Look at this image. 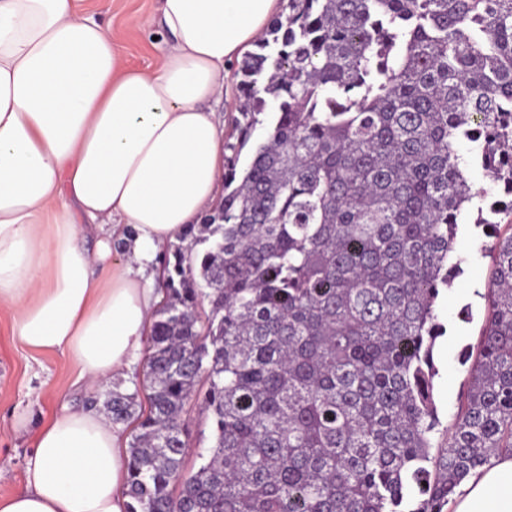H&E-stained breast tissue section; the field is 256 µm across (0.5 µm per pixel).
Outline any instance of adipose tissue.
Listing matches in <instances>:
<instances>
[{
	"label": "adipose tissue",
	"instance_id": "1",
	"mask_svg": "<svg viewBox=\"0 0 512 512\" xmlns=\"http://www.w3.org/2000/svg\"><path fill=\"white\" fill-rule=\"evenodd\" d=\"M283 7L160 0L166 48L143 71L76 0H0V309L27 348L92 383L125 376L157 301L146 271L224 194V67ZM114 239L126 261L97 277ZM127 459L105 414L64 412L0 512H125ZM454 512H512V457L466 480Z\"/></svg>",
	"mask_w": 512,
	"mask_h": 512
}]
</instances>
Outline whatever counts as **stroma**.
<instances>
[{
  "instance_id": "1",
  "label": "stroma",
  "mask_w": 512,
  "mask_h": 512,
  "mask_svg": "<svg viewBox=\"0 0 512 512\" xmlns=\"http://www.w3.org/2000/svg\"><path fill=\"white\" fill-rule=\"evenodd\" d=\"M158 0H80L83 14L95 18L112 36L124 61L140 70L153 69L164 43L160 27L138 26V18L156 14ZM476 205H468L462 215L454 256L460 259L462 274L439 300L438 318L447 329L434 348L438 374L434 379V400L440 431L434 440L446 439L445 430L455 421L458 404L466 390L468 373L461 363L466 346L476 345L485 320L484 291L492 259L484 250L488 239L475 227ZM469 319H462V309ZM144 356H137L124 379L105 386L78 378V370L62 353H35L27 349L13 332L10 313L0 310V497L26 487V458L32 450L30 437L13 429L16 414L23 413L31 426L59 414L63 407L87 405L96 394L111 389L130 393L141 386Z\"/></svg>"
}]
</instances>
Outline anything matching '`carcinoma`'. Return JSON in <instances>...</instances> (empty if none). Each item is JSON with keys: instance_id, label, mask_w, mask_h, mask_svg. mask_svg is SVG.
Segmentation results:
<instances>
[{"instance_id": "obj_1", "label": "carcinoma", "mask_w": 512, "mask_h": 512, "mask_svg": "<svg viewBox=\"0 0 512 512\" xmlns=\"http://www.w3.org/2000/svg\"><path fill=\"white\" fill-rule=\"evenodd\" d=\"M235 78L224 197L164 261L146 402L103 395L137 422L126 512H445L512 456V200L475 221L486 323L438 447L433 396L460 216L488 194L469 170L512 195V0H286ZM193 400L212 443L187 474Z\"/></svg>"}]
</instances>
